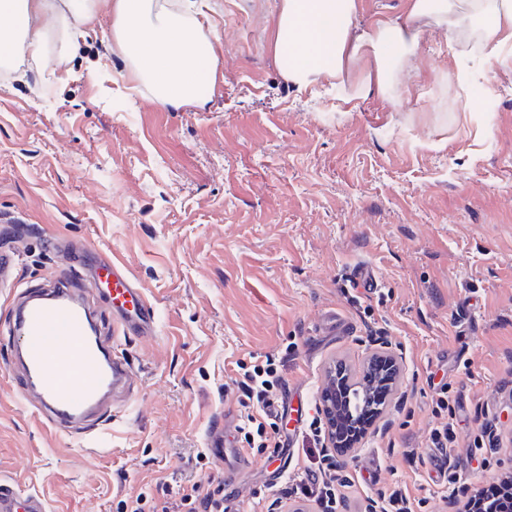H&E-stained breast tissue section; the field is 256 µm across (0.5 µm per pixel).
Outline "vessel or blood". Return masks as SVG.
<instances>
[{
  "label": "vessel or blood",
  "mask_w": 512,
  "mask_h": 512,
  "mask_svg": "<svg viewBox=\"0 0 512 512\" xmlns=\"http://www.w3.org/2000/svg\"><path fill=\"white\" fill-rule=\"evenodd\" d=\"M96 277L112 287L114 334L145 335L154 329L153 305L121 264L101 263ZM81 279L72 267L63 279L8 299V329L20 336L22 345L16 389L51 426L73 435L81 434V421L101 409L106 396L131 376L122 355L92 338ZM0 512H49V508L40 494L5 480L0 482Z\"/></svg>",
  "instance_id": "obj_1"
}]
</instances>
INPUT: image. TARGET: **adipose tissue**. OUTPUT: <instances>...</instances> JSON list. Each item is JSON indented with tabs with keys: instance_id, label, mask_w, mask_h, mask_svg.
I'll list each match as a JSON object with an SVG mask.
<instances>
[{
	"instance_id": "obj_1",
	"label": "adipose tissue",
	"mask_w": 512,
	"mask_h": 512,
	"mask_svg": "<svg viewBox=\"0 0 512 512\" xmlns=\"http://www.w3.org/2000/svg\"><path fill=\"white\" fill-rule=\"evenodd\" d=\"M358 0H280L273 51L301 93L336 83V108L357 109L372 91L403 102L426 31L471 50L476 40L512 39V0H407L404 13L357 25ZM112 17V49L131 79L161 106H203L216 79L210 17L201 0H0V64L25 58L62 65L99 14ZM67 34L55 53L56 28Z\"/></svg>"
}]
</instances>
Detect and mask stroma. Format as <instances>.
<instances>
[{"label":"stroma","mask_w":512,"mask_h":512,"mask_svg":"<svg viewBox=\"0 0 512 512\" xmlns=\"http://www.w3.org/2000/svg\"><path fill=\"white\" fill-rule=\"evenodd\" d=\"M206 5L218 63L205 108L133 87L105 14L53 77L32 63L0 74V249L16 252L17 281L64 275L49 237L91 243L157 313L154 335L119 341L132 383L111 423L76 438L17 396L0 288V477L51 512H118L141 492L146 512H168L190 481L223 486L233 512H266L318 458L309 425L329 368L359 376L385 343L402 385L339 457L342 474L372 478L349 508L397 487L416 512H448L454 489L512 474V40L490 63L427 42L409 110L375 91L340 112L282 76L279 0ZM360 266L372 286H352ZM269 357L286 360L287 443L257 453L233 380L237 362ZM444 385L460 405L447 455L467 464L453 485L430 446ZM214 431L244 466L212 456Z\"/></svg>","instance_id":"stroma-1"}]
</instances>
